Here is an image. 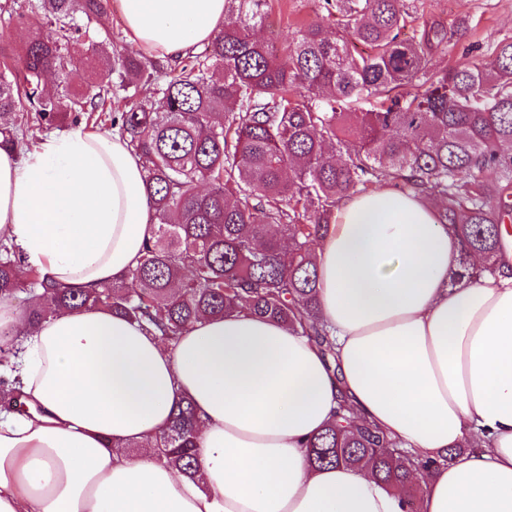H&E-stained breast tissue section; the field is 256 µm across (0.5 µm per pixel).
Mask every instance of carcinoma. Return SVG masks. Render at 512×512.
<instances>
[{"instance_id":"cac0c4a2","label":"carcinoma","mask_w":512,"mask_h":512,"mask_svg":"<svg viewBox=\"0 0 512 512\" xmlns=\"http://www.w3.org/2000/svg\"><path fill=\"white\" fill-rule=\"evenodd\" d=\"M324 5L335 37L312 22L278 47L254 37L266 24V0H225L224 29L163 81L156 63L110 48L108 36L92 40L90 79L73 92L50 90L41 76L66 70L82 36L75 15L99 22L107 0L1 3L45 24L18 51L19 68L0 45V147L20 145L60 114L76 122L120 93L124 111L111 126L143 160L158 223L139 267L94 294L47 285L35 271L19 282L13 252L0 243V297L28 292L35 319L62 306L110 307L165 342L202 316L246 310L295 326L331 360L313 245L340 201L385 182L439 199L440 223L458 244L450 287L499 272L501 226L512 215V153L504 150L512 146V37L480 62L434 71L431 55L447 47L448 32L426 25L418 39L402 38L414 21L408 0ZM357 43L371 52L355 53ZM316 97L328 108L309 105ZM373 99L379 105L364 112L336 109ZM22 397L0 376L4 402ZM197 430L188 402L155 444L159 459L191 478L200 476ZM308 459L370 470L408 509L412 473L431 467L343 404L308 444Z\"/></svg>"}]
</instances>
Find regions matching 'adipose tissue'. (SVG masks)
<instances>
[{"label": "adipose tissue", "instance_id": "obj_1", "mask_svg": "<svg viewBox=\"0 0 512 512\" xmlns=\"http://www.w3.org/2000/svg\"><path fill=\"white\" fill-rule=\"evenodd\" d=\"M225 0H119L128 41L173 61L224 27ZM157 218L115 132L0 149V241L21 273L100 291L139 266ZM335 373L287 323L203 317L170 344L103 306L31 322L0 299L22 409L0 411V512H512V275L452 288L457 240L430 199L383 185L342 200L316 248ZM349 399L431 470L412 509L368 471L310 467L306 441ZM197 482L153 442L182 400Z\"/></svg>", "mask_w": 512, "mask_h": 512}]
</instances>
